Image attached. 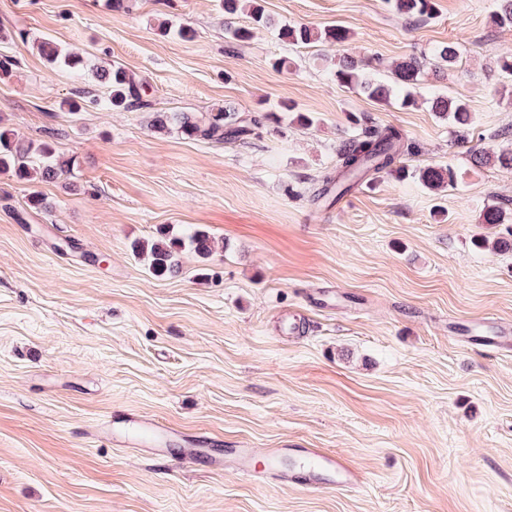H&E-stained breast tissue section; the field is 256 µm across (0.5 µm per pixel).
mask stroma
<instances>
[{
  "instance_id": "obj_1",
  "label": "stroma",
  "mask_w": 512,
  "mask_h": 512,
  "mask_svg": "<svg viewBox=\"0 0 512 512\" xmlns=\"http://www.w3.org/2000/svg\"><path fill=\"white\" fill-rule=\"evenodd\" d=\"M0 0V124L71 161L66 180L0 172V512H512V256L476 249L495 237L485 204L512 209V170L473 167L472 149H512V93L494 98L512 28L492 24L495 0H434L409 21L386 0H262L274 27L230 42L219 0ZM171 20L192 35L161 36ZM340 25L342 50L292 47L277 26ZM51 40L87 64H122L148 82L152 107H103V81L51 68ZM457 44L447 75L433 47ZM389 66L422 61L417 106L385 105L330 77L337 54ZM285 56L289 67L276 69ZM89 88L82 111H61ZM436 91L465 100V140L431 112ZM284 112L248 143L159 132L156 112L226 106ZM392 125L419 148L408 168L452 165L455 189L429 192L383 176L338 202L316 203L352 116ZM48 198L34 209L31 195ZM200 229L203 260L153 274L133 242ZM468 325L471 339L455 332ZM154 420L161 444L321 448L361 483L306 491L269 476L97 439Z\"/></svg>"
}]
</instances>
